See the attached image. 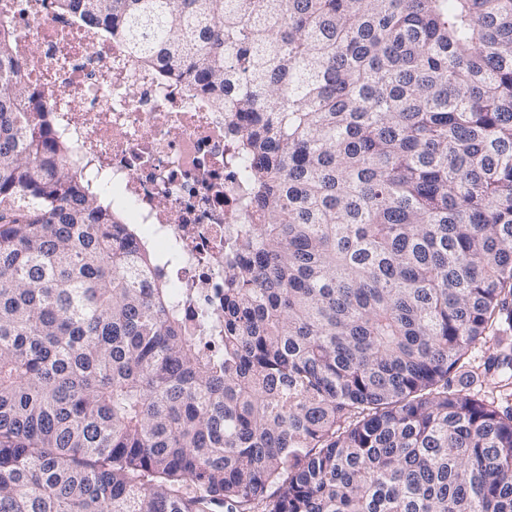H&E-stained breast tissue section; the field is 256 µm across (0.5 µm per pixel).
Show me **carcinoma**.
<instances>
[{"label": "carcinoma", "mask_w": 512, "mask_h": 512, "mask_svg": "<svg viewBox=\"0 0 512 512\" xmlns=\"http://www.w3.org/2000/svg\"><path fill=\"white\" fill-rule=\"evenodd\" d=\"M55 4L232 113L254 223L207 353L0 33V512H512V0Z\"/></svg>", "instance_id": "obj_1"}]
</instances>
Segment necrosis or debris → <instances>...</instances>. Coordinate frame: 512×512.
Here are the masks:
<instances>
[{
    "label": "necrosis or debris",
    "instance_id": "necrosis-or-debris-1",
    "mask_svg": "<svg viewBox=\"0 0 512 512\" xmlns=\"http://www.w3.org/2000/svg\"><path fill=\"white\" fill-rule=\"evenodd\" d=\"M25 81L86 171L112 188L160 256L156 274L199 336L224 330V229L247 223L245 178L224 135L228 113L54 0H0Z\"/></svg>",
    "mask_w": 512,
    "mask_h": 512
}]
</instances>
